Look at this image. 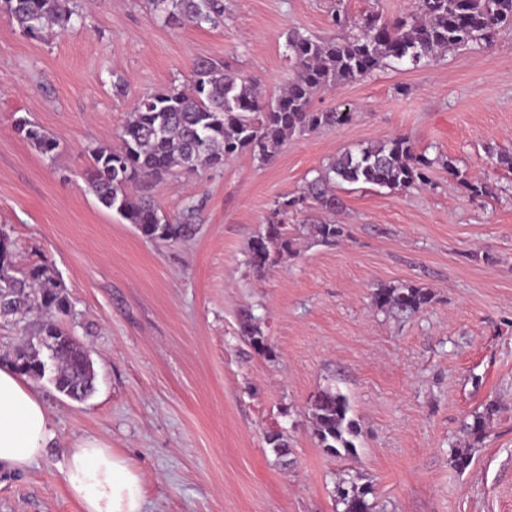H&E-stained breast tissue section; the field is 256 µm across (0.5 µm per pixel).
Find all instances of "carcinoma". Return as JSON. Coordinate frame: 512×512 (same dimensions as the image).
<instances>
[{
  "instance_id": "carcinoma-1",
  "label": "carcinoma",
  "mask_w": 512,
  "mask_h": 512,
  "mask_svg": "<svg viewBox=\"0 0 512 512\" xmlns=\"http://www.w3.org/2000/svg\"><path fill=\"white\" fill-rule=\"evenodd\" d=\"M158 17L171 25H214L224 19V0H148ZM20 33L39 38L50 27L66 28L82 20L70 0H0ZM512 26V0H418L417 13L393 20L371 13L355 21L338 0L330 26L338 34H287L285 49L294 72L285 90L274 100L257 92V80L224 68L208 59L192 63L190 85L172 84L139 97L116 133L115 147L88 149V189L98 202L133 225L146 240L176 243L195 236L198 209L187 208L170 217L139 187L177 173L197 174L224 165V158L242 151L269 164L294 135L334 130L352 121V109L317 110L314 97L323 90L360 80L392 64L417 67L436 54L489 43L496 32ZM15 131L47 158L54 157L58 140L25 117L15 121ZM465 187L471 197L489 193L484 182L461 177L452 160L429 157L415 150L410 139L396 135L387 141L359 145L336 155L324 170L306 182L303 191L272 203L265 229L249 246V264L263 273L286 254L295 253V238L288 228L294 215L315 205L327 212L341 206L334 192L338 182L369 184L406 190L431 183L437 166ZM321 242L334 245L345 237V227L332 222L311 225ZM14 241L0 234V319L23 326L31 336H56L57 367L53 386L74 401H84L95 391L96 373L89 352L59 325V316L71 312V303L58 275L46 261L23 270L13 260ZM434 299L428 288L412 284L383 286L373 293L381 311L416 314ZM242 335L258 352H271L255 318L241 320ZM44 349L25 344L3 356L22 376L42 380ZM488 406L465 424L466 432L480 440ZM347 397L331 387L310 400L308 415L319 447L338 458L354 453L359 433L350 416ZM265 442L280 459L289 455L284 433L271 430ZM368 484L343 481L336 486V512H377Z\"/></svg>"
}]
</instances>
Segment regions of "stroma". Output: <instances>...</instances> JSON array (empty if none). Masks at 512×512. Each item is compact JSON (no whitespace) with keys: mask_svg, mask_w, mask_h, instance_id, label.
Listing matches in <instances>:
<instances>
[{"mask_svg":"<svg viewBox=\"0 0 512 512\" xmlns=\"http://www.w3.org/2000/svg\"><path fill=\"white\" fill-rule=\"evenodd\" d=\"M339 2L356 19L417 6L224 0L223 23L198 28L164 23L147 0H72L84 27L40 39L0 12V227L17 268L55 267L72 303L66 326L96 372L82 402L34 383L55 437L26 471H0V512H82L62 469L89 436L142 472L147 512H335L343 479L370 484L380 512H512V169L496 158L512 153V27L318 93L315 108L344 104L354 119L289 138L272 163L244 151L149 184L169 215L200 205L189 240L145 241L87 190V147L113 144L139 96L187 82L192 62L211 58L274 97L292 76L287 33L332 35ZM20 116L59 137L54 158L15 132ZM398 134L493 194L471 198L440 166L409 191L345 183L332 216L343 241L318 242L308 210L290 222L295 255L253 271L249 244L274 200L336 153ZM405 283L434 301L413 316L375 307L377 288ZM246 312L271 353L242 336ZM325 387L350 402L355 455L330 456L313 435L307 409ZM491 403L483 440L470 443L465 423ZM277 428L287 465L265 443ZM468 444L471 463L457 470L451 453Z\"/></svg>","mask_w":512,"mask_h":512,"instance_id":"1","label":"stroma"}]
</instances>
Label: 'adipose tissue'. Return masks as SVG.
<instances>
[{"instance_id": "1", "label": "adipose tissue", "mask_w": 512, "mask_h": 512, "mask_svg": "<svg viewBox=\"0 0 512 512\" xmlns=\"http://www.w3.org/2000/svg\"><path fill=\"white\" fill-rule=\"evenodd\" d=\"M54 436L48 410L27 378L0 368V468L26 470ZM63 474L82 512H145L142 473L97 438L72 448Z\"/></svg>"}]
</instances>
